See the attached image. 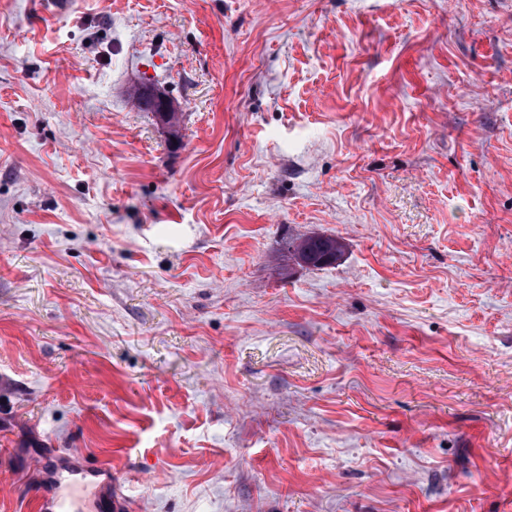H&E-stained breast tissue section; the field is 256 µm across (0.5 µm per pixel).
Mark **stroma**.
I'll list each match as a JSON object with an SVG mask.
<instances>
[{
    "label": "stroma",
    "instance_id": "35a3bbf8",
    "mask_svg": "<svg viewBox=\"0 0 512 512\" xmlns=\"http://www.w3.org/2000/svg\"><path fill=\"white\" fill-rule=\"evenodd\" d=\"M68 451L136 512H512V0H0V512ZM316 236H307L297 239L290 244L298 245L295 247V253L290 255V260L297 265L319 268L327 265L335 264L342 254V245L336 238L320 236L319 240H315ZM329 254L333 257L332 262H326L325 256Z\"/></svg>",
    "mask_w": 512,
    "mask_h": 512
}]
</instances>
